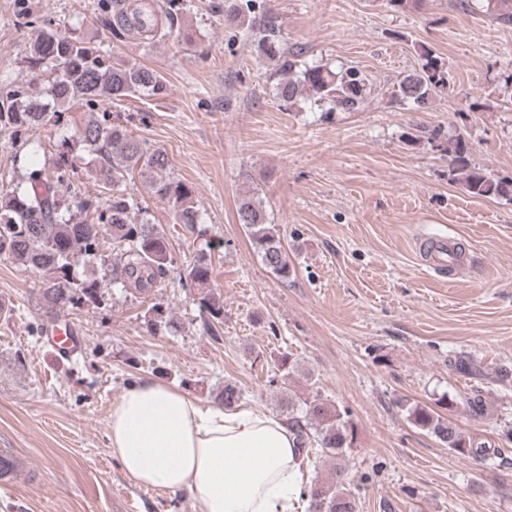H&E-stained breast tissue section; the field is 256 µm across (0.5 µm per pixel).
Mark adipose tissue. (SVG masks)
<instances>
[{
	"label": "adipose tissue",
	"instance_id": "1",
	"mask_svg": "<svg viewBox=\"0 0 512 512\" xmlns=\"http://www.w3.org/2000/svg\"><path fill=\"white\" fill-rule=\"evenodd\" d=\"M108 442L134 483L185 496L194 512H294L303 483L287 422L206 406L150 380L112 405Z\"/></svg>",
	"mask_w": 512,
	"mask_h": 512
}]
</instances>
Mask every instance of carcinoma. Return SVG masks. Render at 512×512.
<instances>
[{"label": "carcinoma", "instance_id": "carcinoma-1", "mask_svg": "<svg viewBox=\"0 0 512 512\" xmlns=\"http://www.w3.org/2000/svg\"><path fill=\"white\" fill-rule=\"evenodd\" d=\"M496 22L512 25V0H487ZM185 0H100L102 23L106 30L143 40L162 41L176 32ZM16 17L39 34L26 47L24 62L46 74L44 87L37 93L25 86L0 87V132L19 141L38 128L47 116L56 123L68 121V113L79 106L96 116L78 126L61 142L63 152L50 165L30 167L21 182L0 193V259L24 270L44 276L41 303L52 316L65 308L100 304L104 280L91 273L77 276L75 267L96 260L101 245L110 244L114 252L112 280L124 291L148 297L177 270L164 230L147 219L136 221L135 196L128 192V180L137 169L150 173L149 186L166 202L173 221L193 233L202 223L193 187L174 179L165 153L135 136L119 118L97 107L117 103L136 94L155 98L167 95V79L143 64H114L101 45L77 30L61 32L52 23L33 15L28 0H14ZM256 0H224L225 18L247 26L251 44L261 56L276 61L278 80L275 97L290 107L303 97L329 105L330 112H357L370 93L367 79L355 67L332 69L309 65L280 40L282 21L274 13L254 15ZM450 88L448 67L430 50L422 53L418 68L403 75L394 97L414 112L426 111L432 100ZM427 142L447 153L450 173L462 189L474 198H498L512 202V179H495L472 165L471 148L464 134L443 139L440 131H426ZM84 148L97 155L92 179L99 193L107 195L104 204L85 195L67 201L75 174L68 156ZM87 218H81V215ZM238 222L258 250L262 263L274 275L288 278L293 272L279 231L269 222L262 201L244 196L237 208ZM205 243L186 267L185 278L202 289L200 312L205 324L213 327L223 319L224 301L212 287V262ZM147 324L155 329L167 327L169 320L162 304L148 310ZM448 365L466 374L480 372L470 358L448 357ZM448 405L463 409L479 419L487 411L484 391L475 390L448 400ZM408 419L427 431L441 444L463 458L485 460L500 454V449L473 435H466L457 424L431 407L405 404ZM288 425L295 432L300 460L319 455L338 459L353 446L354 430L344 413L314 395L303 407L288 404ZM308 512H359V488L352 485L345 468L336 465L323 478H313L306 489Z\"/></svg>", "mask_w": 512, "mask_h": 512}]
</instances>
